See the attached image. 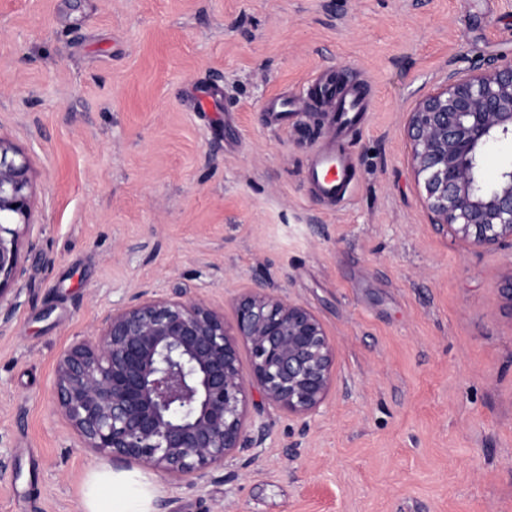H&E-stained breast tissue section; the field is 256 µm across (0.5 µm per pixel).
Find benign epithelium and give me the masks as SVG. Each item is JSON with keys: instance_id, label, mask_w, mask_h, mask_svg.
<instances>
[{"instance_id": "benign-epithelium-1", "label": "benign epithelium", "mask_w": 512, "mask_h": 512, "mask_svg": "<svg viewBox=\"0 0 512 512\" xmlns=\"http://www.w3.org/2000/svg\"><path fill=\"white\" fill-rule=\"evenodd\" d=\"M405 134L437 230L481 249L511 248L512 160L488 188L481 172L486 150L512 139V58L464 75L448 69L408 113ZM31 220L29 164L0 138V326L17 307ZM241 342L250 351L246 372ZM335 366L336 344L318 317L261 284L235 299L230 323L201 299L142 289L61 353L56 413L86 450L195 485L247 447L253 390L304 421L326 401Z\"/></svg>"}]
</instances>
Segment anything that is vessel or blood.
Instances as JSON below:
<instances>
[{
    "label": "vessel or blood",
    "mask_w": 512,
    "mask_h": 512,
    "mask_svg": "<svg viewBox=\"0 0 512 512\" xmlns=\"http://www.w3.org/2000/svg\"><path fill=\"white\" fill-rule=\"evenodd\" d=\"M312 94L326 102L333 112L334 137L329 145L313 151L310 180L320 198L333 202L346 193L351 183V164L343 144L348 133L361 124L366 105L359 95L337 92L335 78L328 75L318 77ZM298 109V102L283 97L272 98L265 106L276 124L287 122L290 113Z\"/></svg>",
    "instance_id": "b4317fda"
}]
</instances>
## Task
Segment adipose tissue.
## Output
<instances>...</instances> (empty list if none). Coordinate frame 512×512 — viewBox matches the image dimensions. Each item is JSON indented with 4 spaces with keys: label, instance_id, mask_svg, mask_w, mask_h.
Masks as SVG:
<instances>
[{
    "label": "adipose tissue",
    "instance_id": "1",
    "mask_svg": "<svg viewBox=\"0 0 512 512\" xmlns=\"http://www.w3.org/2000/svg\"><path fill=\"white\" fill-rule=\"evenodd\" d=\"M156 494L155 477L101 467L87 477L84 512H156Z\"/></svg>",
    "mask_w": 512,
    "mask_h": 512
}]
</instances>
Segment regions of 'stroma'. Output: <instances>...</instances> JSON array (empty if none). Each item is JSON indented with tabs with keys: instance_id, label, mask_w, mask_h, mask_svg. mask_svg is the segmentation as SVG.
<instances>
[{
	"instance_id": "1",
	"label": "stroma",
	"mask_w": 512,
	"mask_h": 512,
	"mask_svg": "<svg viewBox=\"0 0 512 512\" xmlns=\"http://www.w3.org/2000/svg\"><path fill=\"white\" fill-rule=\"evenodd\" d=\"M501 55L512 0H0V137L37 243L0 330V512H83L105 459L52 383L113 304L179 290L229 319L258 283L335 341L328 398L304 424L251 407L265 441L199 487L158 476L163 512H512V249L436 230L405 136L449 63ZM323 70L370 103L333 206L307 176ZM276 95L305 102L281 127Z\"/></svg>"
}]
</instances>
